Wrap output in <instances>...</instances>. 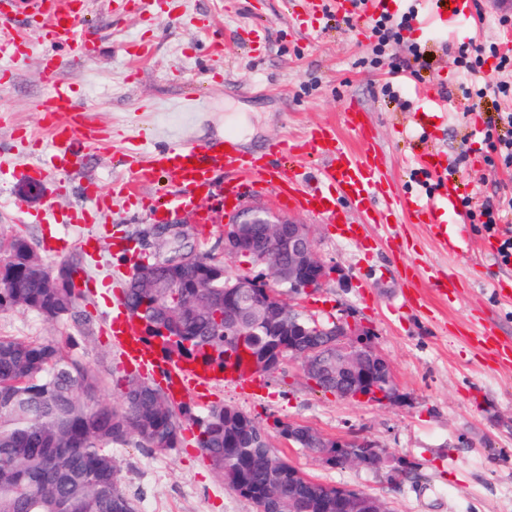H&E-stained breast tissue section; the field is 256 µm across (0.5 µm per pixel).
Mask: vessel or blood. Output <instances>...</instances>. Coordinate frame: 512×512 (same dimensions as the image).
I'll use <instances>...</instances> for the list:
<instances>
[{"mask_svg":"<svg viewBox=\"0 0 512 512\" xmlns=\"http://www.w3.org/2000/svg\"><path fill=\"white\" fill-rule=\"evenodd\" d=\"M425 2L430 20L444 28L455 27L471 17L466 0ZM7 6L40 16L51 43L69 45L76 52L87 43L79 14L56 6L54 0H7ZM49 71L53 93L47 111H72L68 79L57 66H50ZM347 123L361 141H371L372 123L364 109L350 106ZM87 135L86 128L79 123L53 126L49 149L40 163H27L25 149H18L24 175L42 179L66 172L71 165L73 143ZM270 150L288 156L289 166L270 165L264 157L247 154L234 144L225 151L211 144L205 148L172 146L146 153L136 159L134 179L122 183L120 192L134 197V182L161 174L178 185L180 192L170 198L159 197L152 207L153 215L175 209L201 211L216 196L223 198L225 211L231 214L240 204L244 186L248 185L255 191L274 192L287 213L324 217L335 224L342 238L356 244L363 241V226L351 222V213L362 214L372 224H387L405 208L402 197L393 192L388 193L385 207L374 203L375 192L385 174L383 153L374 149L362 156L354 155L333 128L316 127L304 139L275 143ZM461 192L459 182L449 180L439 200L420 202L413 212L416 223L433 225L441 246L451 253L460 247L448 227L459 217L457 203ZM103 329L118 347L124 367L161 380L174 399L204 393L221 381L244 390H254L262 384L261 376L253 372L222 373L197 362L165 357L157 344L145 341L139 321L121 300H114L104 312Z\"/></svg>","mask_w":512,"mask_h":512,"instance_id":"vessel-or-blood-1","label":"vessel or blood"}]
</instances>
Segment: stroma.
Wrapping results in <instances>:
<instances>
[{
	"label": "stroma",
	"mask_w": 512,
	"mask_h": 512,
	"mask_svg": "<svg viewBox=\"0 0 512 512\" xmlns=\"http://www.w3.org/2000/svg\"><path fill=\"white\" fill-rule=\"evenodd\" d=\"M312 0H84L90 33L85 56L43 39L39 18L0 14V39L24 33L26 61L15 65L0 53V228L28 238L45 264L81 258L85 286L79 300L84 326L49 323L34 313H0V336L50 339L61 346L78 340V355L103 378L102 397L118 403L126 372L116 348L102 334L101 313L112 298L109 273L132 271L151 259L157 243L143 205L167 191L165 179L138 183L136 200L113 195L112 208L89 224H68L70 210L87 205L86 186L111 193L131 178V152L174 145L203 147L218 138L229 117L244 119L240 148L263 152L272 143L301 139L319 125L333 126L352 152L367 145L346 125V111L359 104L373 123V145L386 156L383 189L414 201L424 198L422 172L408 168L410 155L429 146L448 160L472 209L512 197V169L490 166L480 132V106L458 96L462 80L451 45L470 35L512 55V34L499 23L507 0H477L482 19L454 31L416 22L398 53L416 42L432 49L434 68L424 84L455 96L426 126L384 97L385 69L362 63L369 41L366 25L348 29L311 9ZM56 59L72 82V98L85 125L102 131L96 143L76 147L69 173L42 181L36 200L22 196L30 180L15 169L20 136L48 145L50 126L37 105L50 93L46 63ZM210 223L192 213H168L167 223L184 225L202 253L220 260L227 275L258 274L247 258L224 253L228 218L220 198L208 205ZM325 264L327 277L294 303L325 323L336 317L362 323L372 344L389 362L397 401L377 404L345 400L321 391L304 375L299 360L286 361L255 394L218 385L209 404L238 407L264 427L273 448L294 467L321 483L346 486L380 500L386 512H512V363L487 359L464 335L490 325L512 338V299L495 289L512 284V264L486 254L483 225H459L465 245L448 254L430 225L403 223L408 258L421 259L457 276L450 297L420 280L411 304H403L399 260L385 244L386 225H365V245L352 244L335 225L304 217ZM309 426L331 439L366 438L386 458L414 467L410 477L389 468L325 466L304 448L288 445L277 421ZM179 446L160 454L130 443L113 454L126 492L138 512H256L224 484L179 416Z\"/></svg>",
	"instance_id": "stroma-1"
}]
</instances>
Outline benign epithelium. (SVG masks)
Returning a JSON list of instances; mask_svg holds the SVG:
<instances>
[{"label": "benign epithelium", "instance_id": "1", "mask_svg": "<svg viewBox=\"0 0 512 512\" xmlns=\"http://www.w3.org/2000/svg\"><path fill=\"white\" fill-rule=\"evenodd\" d=\"M224 252L245 256L254 266H264L282 288H266L263 280L252 274L234 277L224 292V306L231 304L232 296L240 288H257L271 305L286 307L293 313L288 321H272L267 331L272 336L288 337V345L280 348L278 363L297 357L299 336H331L333 340L320 343L310 341L305 348L306 367L320 373L319 362L327 349L336 350V359L345 364V370L336 371L335 393L346 399H366L390 403L398 398L391 367L372 346L369 328L347 318H337L327 324L295 315L296 309L285 296H294L303 290L316 289L326 277V267L318 258L311 232L307 225L293 220H271L253 209L240 210L231 223L224 227ZM227 364L250 371L258 368L253 342L240 338L228 345L224 355ZM336 503L344 512H381V503L360 490L336 487Z\"/></svg>", "mask_w": 512, "mask_h": 512}]
</instances>
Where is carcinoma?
Returning <instances> with one entry per match:
<instances>
[{
	"label": "carcinoma",
	"instance_id": "1",
	"mask_svg": "<svg viewBox=\"0 0 512 512\" xmlns=\"http://www.w3.org/2000/svg\"><path fill=\"white\" fill-rule=\"evenodd\" d=\"M194 253L192 261L169 268L158 260ZM33 243L13 236L0 245V312L23 309L47 321L76 317L80 294L75 281L42 274ZM224 268L199 253L178 233L163 241L155 259L135 266L122 296L124 305L147 322L146 339L160 341L165 354L224 369ZM237 307L250 320L240 330L254 333L258 360L276 341L257 321L267 306L260 294ZM52 340L0 336V512H137L120 477L112 447L137 438L139 446L164 453L179 442L173 398L156 383L132 379L117 404L102 396L98 370ZM199 427L198 445L224 483L250 500L257 512H304L308 501L333 487L293 479L288 460L272 449L268 433L233 406L216 405L202 415L184 408ZM302 448L320 447L323 436L299 426ZM165 442L168 448L157 444Z\"/></svg>",
	"mask_w": 512,
	"mask_h": 512
}]
</instances>
